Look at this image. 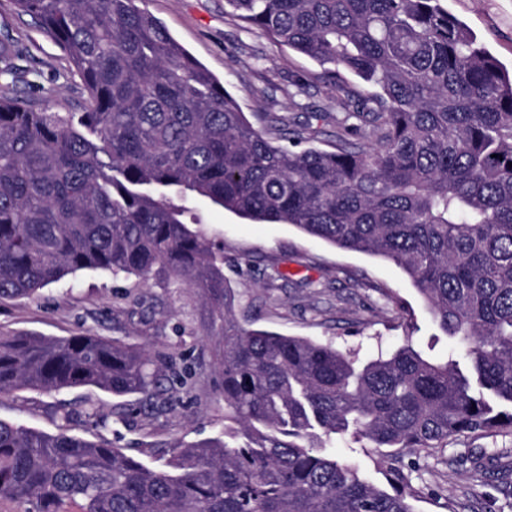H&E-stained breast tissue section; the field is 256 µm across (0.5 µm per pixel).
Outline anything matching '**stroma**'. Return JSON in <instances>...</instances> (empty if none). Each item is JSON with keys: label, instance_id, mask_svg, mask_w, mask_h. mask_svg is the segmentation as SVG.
Instances as JSON below:
<instances>
[{"label": "stroma", "instance_id": "35a3bbf8", "mask_svg": "<svg viewBox=\"0 0 512 512\" xmlns=\"http://www.w3.org/2000/svg\"><path fill=\"white\" fill-rule=\"evenodd\" d=\"M141 6L223 82L250 121L269 112L295 128L310 113L343 111L346 90L334 88L314 61L227 16L224 0H142ZM448 10L512 71V0H448ZM6 38L17 45L15 63L25 74L14 87L18 96L53 112L80 111L83 86L70 76L61 48L30 17L18 15L10 0H0V40ZM298 79L306 88L290 97ZM184 204L224 256L240 321L329 343L363 359L407 342L430 360L455 354L456 345L437 330L423 299L391 262L337 249L288 224L240 218L197 197ZM275 269L282 277L273 281L269 275ZM87 330L174 355L188 379L165 380L163 398L152 403L91 387L53 394L20 390L0 396L1 420L53 433L67 413L74 433L104 438L153 468L163 467L173 444L223 437L224 401L210 319L195 289L163 277L144 284L132 276L80 273L29 298L0 299L2 335L69 336ZM94 412L104 415L105 426H92ZM330 448L386 490L391 470L400 471V488L415 512H489L493 504L512 512L504 504L500 472L512 465L510 434H463L447 447L408 448L386 460L350 439L332 440Z\"/></svg>", "mask_w": 512, "mask_h": 512}]
</instances>
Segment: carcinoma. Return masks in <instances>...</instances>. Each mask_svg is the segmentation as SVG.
<instances>
[{
    "label": "carcinoma",
    "instance_id": "cac0c4a2",
    "mask_svg": "<svg viewBox=\"0 0 512 512\" xmlns=\"http://www.w3.org/2000/svg\"><path fill=\"white\" fill-rule=\"evenodd\" d=\"M83 82L79 112L0 95V298L78 272L165 275L219 323L224 436L150 468L100 439L0 420V501L34 512H414L326 450L351 435L387 456L512 432V75L445 0H224L226 14L375 93L336 126L257 129L139 0H12ZM0 41V78L21 71ZM366 130L370 142L346 138ZM189 194L291 224L403 269L464 348L407 342L360 362L329 343L246 327ZM172 357L92 331L0 335V395L94 387L151 399Z\"/></svg>",
    "mask_w": 512,
    "mask_h": 512
}]
</instances>
